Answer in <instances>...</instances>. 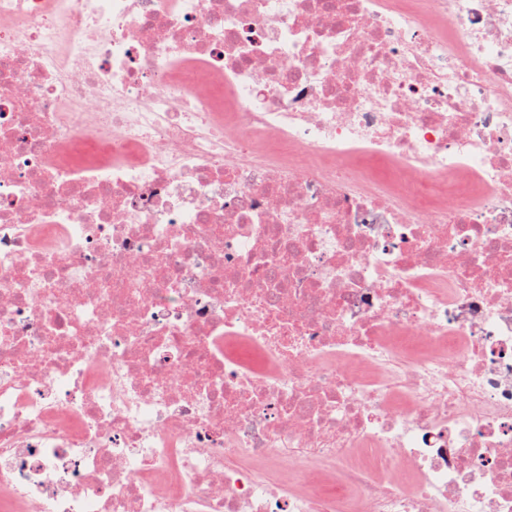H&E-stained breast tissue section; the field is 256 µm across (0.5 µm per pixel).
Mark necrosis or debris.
Listing matches in <instances>:
<instances>
[{
    "label": "necrosis or debris",
    "instance_id": "necrosis-or-debris-1",
    "mask_svg": "<svg viewBox=\"0 0 512 512\" xmlns=\"http://www.w3.org/2000/svg\"><path fill=\"white\" fill-rule=\"evenodd\" d=\"M0 512H512V0H0Z\"/></svg>",
    "mask_w": 512,
    "mask_h": 512
}]
</instances>
